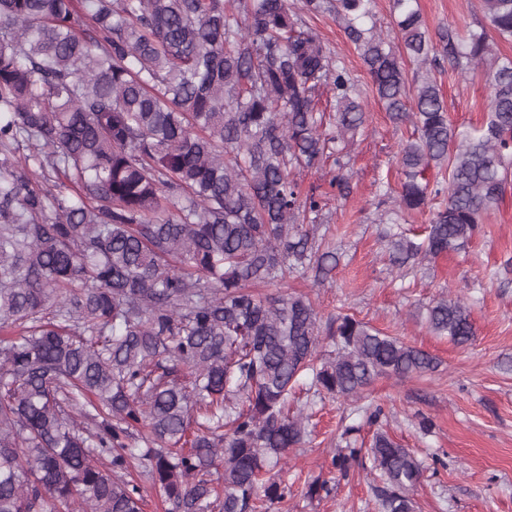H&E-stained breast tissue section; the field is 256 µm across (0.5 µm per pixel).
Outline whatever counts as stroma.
Masks as SVG:
<instances>
[{"mask_svg":"<svg viewBox=\"0 0 512 512\" xmlns=\"http://www.w3.org/2000/svg\"><path fill=\"white\" fill-rule=\"evenodd\" d=\"M417 5L434 36L448 28L464 33L486 25L480 0H417ZM307 22L354 78L366 122L341 160L327 159L321 169L296 176L302 193L328 194L319 232L340 261L324 283L293 273L286 285L308 295L321 317L355 314L430 352L439 365L424 377L377 378L357 414L343 399L314 400L312 435L290 452L280 473L288 497L271 512H379L376 483L360 465L345 478L331 468L340 433L350 425L360 442L386 431L422 462L414 495L418 512H512V181L499 205L482 214L465 249L415 262L402 272L393 268L382 237L381 190L386 185L399 190V145L412 128L393 124L381 108L360 56L335 18L320 14ZM436 79L457 129L473 133L485 125V68L460 75L446 67ZM340 174L346 187L331 192L329 181ZM442 293L468 305L475 329L470 345L460 347L429 332L423 316ZM375 406L383 410L376 424L368 418ZM424 417L432 422L427 432L419 428ZM316 479L325 481L326 489L307 496Z\"/></svg>","mask_w":512,"mask_h":512,"instance_id":"1","label":"stroma"}]
</instances>
